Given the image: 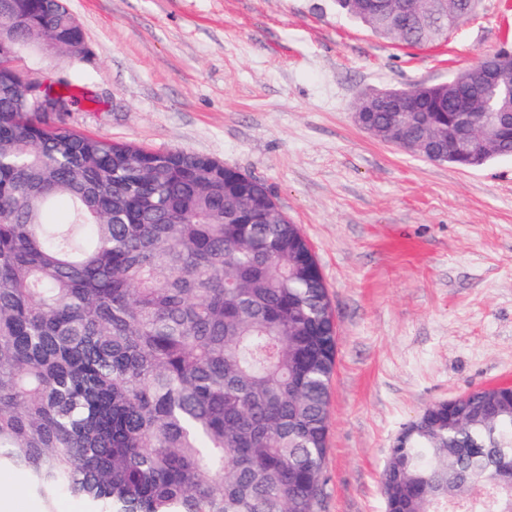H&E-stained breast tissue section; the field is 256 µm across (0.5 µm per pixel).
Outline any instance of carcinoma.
I'll return each instance as SVG.
<instances>
[{
  "label": "carcinoma",
  "mask_w": 512,
  "mask_h": 512,
  "mask_svg": "<svg viewBox=\"0 0 512 512\" xmlns=\"http://www.w3.org/2000/svg\"><path fill=\"white\" fill-rule=\"evenodd\" d=\"M336 0L376 35L436 43L478 0ZM0 467L91 512H321L336 327L317 258L259 181L22 112L18 52L85 57L61 0H0ZM456 84H414L448 126ZM379 140L394 118L375 113ZM382 474L396 512H512V388L419 415ZM489 492L473 497L465 479Z\"/></svg>",
  "instance_id": "obj_1"
}]
</instances>
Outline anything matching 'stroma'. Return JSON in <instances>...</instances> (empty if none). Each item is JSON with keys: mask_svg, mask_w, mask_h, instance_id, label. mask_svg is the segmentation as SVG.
<instances>
[{"mask_svg": "<svg viewBox=\"0 0 512 512\" xmlns=\"http://www.w3.org/2000/svg\"><path fill=\"white\" fill-rule=\"evenodd\" d=\"M88 58L20 53L96 97L69 127L260 180L312 244L337 329L322 512H386L393 442L428 405L512 380V157L476 169L378 141L366 92L512 47V0L406 46L334 0H68Z\"/></svg>", "mask_w": 512, "mask_h": 512, "instance_id": "obj_1", "label": "stroma"}]
</instances>
